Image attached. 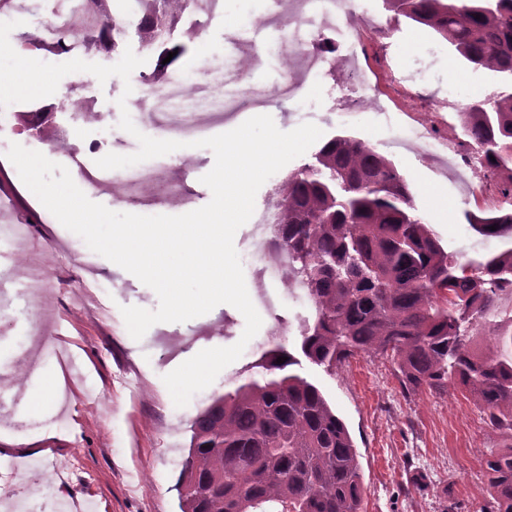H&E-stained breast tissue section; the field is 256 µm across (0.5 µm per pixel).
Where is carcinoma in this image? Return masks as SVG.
Here are the masks:
<instances>
[{"label": "carcinoma", "instance_id": "obj_1", "mask_svg": "<svg viewBox=\"0 0 512 512\" xmlns=\"http://www.w3.org/2000/svg\"><path fill=\"white\" fill-rule=\"evenodd\" d=\"M433 30L494 91L461 113L485 178L508 174L512 199V0H388ZM281 245L311 316L300 349L329 371L365 353L396 365L405 389L453 383L494 429L512 431V328L486 315L512 289V209L467 214L501 248L461 261L417 212L407 178L382 151L346 131L279 184ZM493 337L494 352L477 337ZM285 362L277 363V358ZM279 343L258 376L212 399L191 428L177 490L180 512H361L360 463L348 427ZM494 496L483 512H512V447L485 461Z\"/></svg>", "mask_w": 512, "mask_h": 512}]
</instances>
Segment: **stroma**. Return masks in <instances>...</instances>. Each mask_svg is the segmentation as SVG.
Masks as SVG:
<instances>
[{"label": "stroma", "mask_w": 512, "mask_h": 512, "mask_svg": "<svg viewBox=\"0 0 512 512\" xmlns=\"http://www.w3.org/2000/svg\"><path fill=\"white\" fill-rule=\"evenodd\" d=\"M253 5V0H227L225 12L213 16L202 9L191 16L169 13L166 44L183 49L169 71L191 67L203 55H223L225 36L237 28L236 22L227 20V13L245 14ZM369 5V12L343 14L330 35L344 54L357 29L374 31L373 41L353 63L367 79H378L385 88L415 70L423 57H431L433 67L409 87L411 101L386 91L369 108L355 111L361 91L345 67L335 68L309 55L294 64L293 84L301 106L273 113L276 126L290 131L311 122L327 138L340 130L351 132L396 163L408 179L418 213L449 254L464 261L494 251L496 240L475 235L466 220L467 213L483 206L473 196L480 174L468 171L453 153L443 160L427 159L400 137L417 118L412 101L418 98L436 105L439 135L467 144L460 114L469 100L492 91L490 79L483 72L463 69L446 42L423 26L395 17L384 0H369ZM194 19L208 21L206 40L191 37L189 23ZM162 47L145 49L139 40L122 39L115 48L93 44L77 56L112 65L129 48L144 52V68L154 74L161 67ZM123 90L119 77L102 84L90 73L75 72L61 80L54 95L13 103L8 110L14 126L40 130V138L25 141L24 146L41 152L57 126L66 123L62 110L66 96L88 97L105 124L72 125L66 151L87 154L88 143L106 132L110 152L128 155L139 144L118 126L117 100ZM25 198L29 212L38 217L31 226L36 248L58 259L43 270L58 288L42 306L26 305L23 297L13 294L0 298V308L15 315L13 329L0 334V364L29 368L39 344L28 341V334L54 329L85 363L86 388L102 394L103 400L97 404L82 400L80 390H66L61 367L51 368L38 390L30 393V402L47 407L69 399L73 417L60 424L35 416L22 434L0 425V451L45 464L41 470H12L0 479V512H11L12 503L20 499L33 512L42 502L64 499L84 502L89 512H179L175 484L188 454L193 420L211 396L244 382L255 361L275 341L256 334L217 384L196 393L188 405L176 407L164 375L200 350L238 342L245 327L243 315L220 305L183 323L155 324L141 340H134L120 309H156V293L89 249L33 193ZM252 303L266 326L271 323L267 308L275 306L289 329V343H297L298 319L308 314L305 303L289 297L280 283L266 285L263 296L253 297ZM301 371L321 388L350 430L361 466L364 512H481L489 505L492 489L483 464L491 453L512 446V434L492 430L465 392L453 385L441 392L404 390L391 360L377 354L357 355L331 372L306 362Z\"/></svg>", "instance_id": "stroma-1"}]
</instances>
